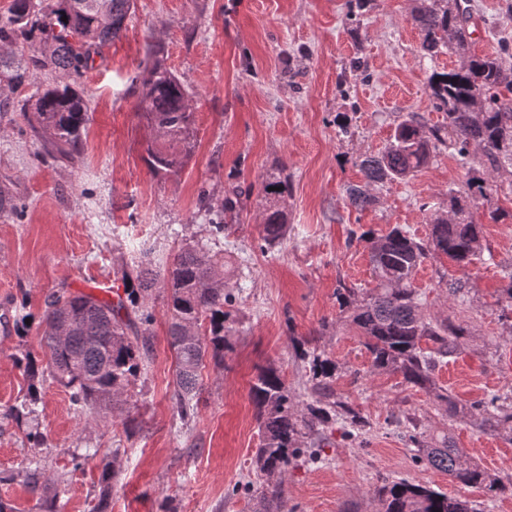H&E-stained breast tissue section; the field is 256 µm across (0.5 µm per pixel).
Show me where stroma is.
I'll return each mask as SVG.
<instances>
[{
  "instance_id": "obj_1",
  "label": "stroma",
  "mask_w": 512,
  "mask_h": 512,
  "mask_svg": "<svg viewBox=\"0 0 512 512\" xmlns=\"http://www.w3.org/2000/svg\"><path fill=\"white\" fill-rule=\"evenodd\" d=\"M469 43L479 55L512 54V0H472ZM413 0H372L354 13L349 0H136L119 39L84 72L80 86L90 122L78 162L43 153V141L22 122L0 120V185L22 207L0 214V501L13 512H40L24 482L31 463L58 480V512H92L98 478L116 464L120 479L108 512H256L266 476L257 472L260 443L249 390L260 368L277 367L289 391L314 400L309 369L295 340L309 339L337 364L335 397L366 421L356 435L340 427L315 439L317 459L300 455L283 487L295 512H380L378 486L406 481L470 501L476 512H512V493L491 495L452 482L418 461L400 423L417 420L428 435H451L467 460L492 478L512 481V432L483 431L478 402L512 394V313L498 297L512 282V171L495 173L493 206L483 210L481 261L460 269L445 256L428 258L413 285L423 314L462 327L460 348L435 373L452 403L372 367L359 332L339 309V283L375 285L362 233L394 225L430 234L427 209L444 211L449 193L469 191L474 171L453 148L438 150L413 177L379 186L373 205L354 207L346 194L362 175L359 157L385 148L397 123L418 113L431 125L446 115L433 102V71L457 64L452 54L429 58L410 14ZM184 80L195 112V148L175 176L154 174L144 160L148 135L137 112L146 45ZM365 72H348L352 58ZM349 78L348 91L337 86ZM347 121L353 137L337 135ZM287 175L288 232L274 252H261V183ZM250 189L241 224L214 239L201 195L223 199L233 186ZM195 240L223 251L237 276L223 363L207 362L202 399L180 421L171 400L175 353L162 293L154 295L151 359L124 411H78L53 381L40 388L34 423L44 445L26 439V424L7 410L27 380L20 349L41 351L39 319L53 291L106 297L134 273L148 250L161 266ZM465 282L452 297L446 283ZM29 316L26 327L16 319ZM139 429L127 436L125 416ZM96 449L81 470L71 457Z\"/></svg>"
}]
</instances>
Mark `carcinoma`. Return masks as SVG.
Masks as SVG:
<instances>
[{
	"mask_svg": "<svg viewBox=\"0 0 512 512\" xmlns=\"http://www.w3.org/2000/svg\"><path fill=\"white\" fill-rule=\"evenodd\" d=\"M415 2L411 19L421 33L423 53L432 59L452 50L458 56L455 68L434 71L429 79L430 95L445 112L446 122L431 126L411 114L398 123L384 151L361 157L364 181L347 189L356 207L375 203L373 190L378 185L427 167L436 150L450 141L463 168L473 167L474 147L483 152L492 170L512 169V64L502 56H481L470 50L465 24L471 9L463 5L464 0ZM134 8L135 0H11L0 13V84L36 87L34 102L17 108L0 101V113L16 111L32 130L44 132L51 157L70 163L81 158L89 109L84 92L75 84H43L37 75L81 77L99 49L120 37ZM147 56L152 64L144 68L139 87L141 115L149 130L146 162L157 175L176 174L194 147V112L184 82L162 67L155 49H149ZM471 188L466 196L449 194L448 212L430 214L431 233L425 240L398 225L384 235H361L377 285L364 295L354 286L337 289L340 311L349 313L360 331L372 366L398 372L405 382L421 388L434 385L438 366L458 351L461 328L426 320L412 280L435 254L446 256L461 269L480 259L482 225L475 221L473 210L485 205L491 188L481 178ZM262 193L266 205L260 249L272 252L288 228L284 206L288 179H266ZM246 196L234 188L216 205L203 197L214 237L224 236L240 223ZM230 277L229 264L219 261L206 245L185 243L162 273L156 271L155 259L143 256L135 275L124 274V297L115 302L67 289L51 293L39 324L43 353L25 351L15 357L28 387L9 415L18 422L30 418L47 379L68 390L77 410L112 412L127 404L153 352L151 299L154 290L161 288L177 359L173 400L179 419H190L198 408L199 373L205 359L224 361L226 323L235 301L228 290ZM204 323L207 334L202 335L199 328ZM424 340L432 342L433 348H422ZM306 345L300 343L299 357L308 364L312 391L318 393L336 378L337 365ZM250 398L261 433L256 467L267 476H282L291 460L303 453L304 439L321 435L337 423L354 430L365 426L363 418L341 399L306 404L296 400L274 366L258 373ZM481 405L486 408L483 430L499 432L507 427L512 431V403L494 395ZM407 440L418 460L464 486L485 488L495 495L512 491V485L501 484L468 463L448 435L428 437L413 423ZM117 475L114 468L104 469L97 512H107ZM24 479L45 512H57L55 503L44 496L47 479L39 467L29 469ZM378 496L383 512H473L465 500L403 481L382 485ZM261 512H288L282 483L264 491Z\"/></svg>",
	"mask_w": 512,
	"mask_h": 512,
	"instance_id": "obj_1",
	"label": "carcinoma"
}]
</instances>
